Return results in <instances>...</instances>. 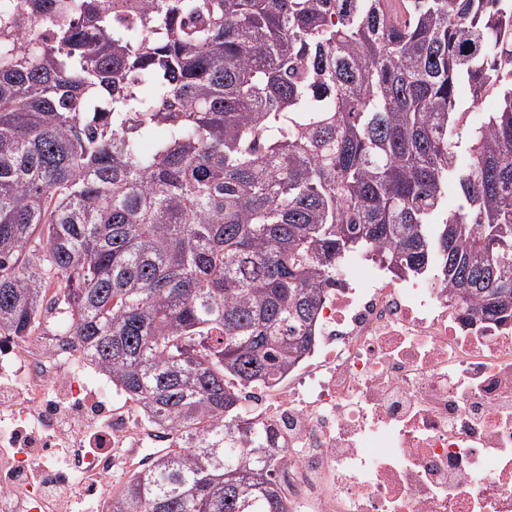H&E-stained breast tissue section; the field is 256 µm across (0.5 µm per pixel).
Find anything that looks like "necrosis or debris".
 <instances>
[{
	"label": "necrosis or debris",
	"mask_w": 512,
	"mask_h": 512,
	"mask_svg": "<svg viewBox=\"0 0 512 512\" xmlns=\"http://www.w3.org/2000/svg\"><path fill=\"white\" fill-rule=\"evenodd\" d=\"M328 289L311 352L245 408L287 447L288 512H512V324H469L437 279L397 280L360 253ZM85 361L52 336H0V406L14 434L0 457V500L25 512H109L115 465L136 469L178 447L130 404H101L111 425L97 454L45 456L61 487L27 476L29 453L51 445L60 419L91 414Z\"/></svg>",
	"instance_id": "necrosis-or-debris-1"
}]
</instances>
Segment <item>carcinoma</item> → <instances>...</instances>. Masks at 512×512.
<instances>
[{"label": "carcinoma", "instance_id": "1", "mask_svg": "<svg viewBox=\"0 0 512 512\" xmlns=\"http://www.w3.org/2000/svg\"><path fill=\"white\" fill-rule=\"evenodd\" d=\"M361 252L512 321V0H0V336L59 311L182 441L111 512H287L242 391ZM458 98H460L462 101V112H469L466 116V120L470 123H473L476 120H478L485 112L495 111L498 105L497 94L492 90L485 95L482 104H479L477 107L470 109L468 108L470 107L471 103V95L467 88L462 87L459 89Z\"/></svg>", "mask_w": 512, "mask_h": 512}]
</instances>
